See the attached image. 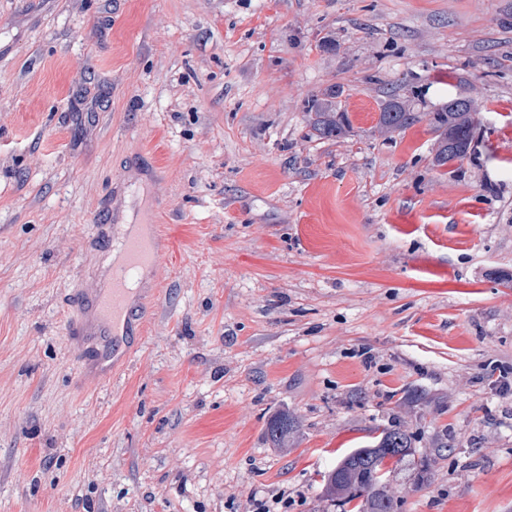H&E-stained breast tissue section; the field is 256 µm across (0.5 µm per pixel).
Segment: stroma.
Wrapping results in <instances>:
<instances>
[{
  "label": "stroma",
  "instance_id": "35a3bbf8",
  "mask_svg": "<svg viewBox=\"0 0 512 512\" xmlns=\"http://www.w3.org/2000/svg\"><path fill=\"white\" fill-rule=\"evenodd\" d=\"M390 95L478 100L474 155L381 135ZM144 208L143 339L92 385L66 295ZM390 427L399 512H512V0H0V512H343L323 474ZM339 95L336 87H330L321 94L322 97L317 95L303 103V112L310 127L320 139L335 140L349 133L347 112L341 111L336 104Z\"/></svg>",
  "mask_w": 512,
  "mask_h": 512
}]
</instances>
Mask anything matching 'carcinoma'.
<instances>
[{
	"label": "carcinoma",
	"mask_w": 512,
	"mask_h": 512,
	"mask_svg": "<svg viewBox=\"0 0 512 512\" xmlns=\"http://www.w3.org/2000/svg\"><path fill=\"white\" fill-rule=\"evenodd\" d=\"M339 95L336 88L330 87L322 96L303 103L310 127L321 139L335 140L349 133L347 113L336 104ZM420 120V113L411 111L407 101L391 98L380 104L377 130L381 134L399 133ZM429 126L437 134V165L463 161L471 155L475 138L473 100L462 97L448 101L445 107L429 113ZM293 427L288 416H277L268 424V438L280 442ZM411 451L409 437L403 430L385 429L371 444L345 454L323 476L324 485L342 505L354 504L356 512H398L397 500L386 490L384 465L387 460L403 462Z\"/></svg>",
	"instance_id": "obj_1"
}]
</instances>
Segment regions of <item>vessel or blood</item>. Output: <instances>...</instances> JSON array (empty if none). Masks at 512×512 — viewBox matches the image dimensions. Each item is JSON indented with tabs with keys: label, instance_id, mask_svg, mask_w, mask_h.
<instances>
[{
	"label": "vessel or blood",
	"instance_id": "1",
	"mask_svg": "<svg viewBox=\"0 0 512 512\" xmlns=\"http://www.w3.org/2000/svg\"><path fill=\"white\" fill-rule=\"evenodd\" d=\"M112 237L120 242L118 254L108 271L99 276L92 293H72L66 328L75 355L95 356L97 372L105 376L112 373L109 360L113 343L122 338L137 339L143 332L138 311L143 295L132 283L141 272L153 270L163 256L153 235L144 233L142 225L113 222Z\"/></svg>",
	"mask_w": 512,
	"mask_h": 512
}]
</instances>
